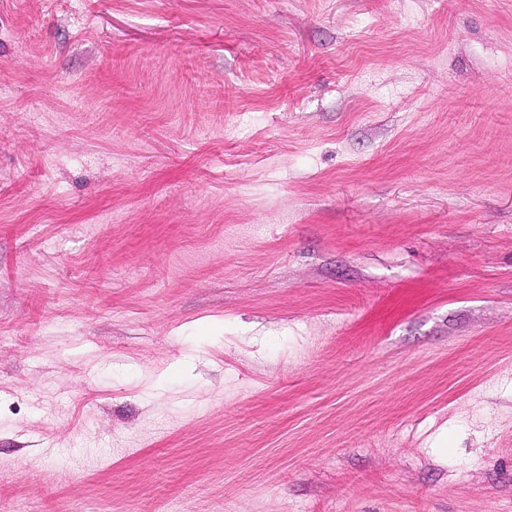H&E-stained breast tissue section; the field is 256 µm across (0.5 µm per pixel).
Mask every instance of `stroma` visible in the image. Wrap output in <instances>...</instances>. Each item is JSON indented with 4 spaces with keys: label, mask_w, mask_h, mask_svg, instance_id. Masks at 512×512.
<instances>
[{
    "label": "stroma",
    "mask_w": 512,
    "mask_h": 512,
    "mask_svg": "<svg viewBox=\"0 0 512 512\" xmlns=\"http://www.w3.org/2000/svg\"><path fill=\"white\" fill-rule=\"evenodd\" d=\"M512 512V0H0V512Z\"/></svg>",
    "instance_id": "stroma-1"
}]
</instances>
